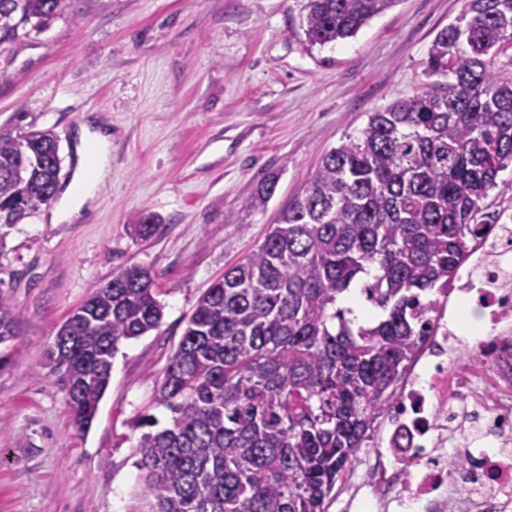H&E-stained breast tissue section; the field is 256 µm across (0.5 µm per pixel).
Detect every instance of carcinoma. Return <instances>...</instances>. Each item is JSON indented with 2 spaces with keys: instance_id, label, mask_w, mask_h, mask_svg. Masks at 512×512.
<instances>
[{
  "instance_id": "1",
  "label": "carcinoma",
  "mask_w": 512,
  "mask_h": 512,
  "mask_svg": "<svg viewBox=\"0 0 512 512\" xmlns=\"http://www.w3.org/2000/svg\"><path fill=\"white\" fill-rule=\"evenodd\" d=\"M397 0H308L304 34L355 36ZM68 0H0V47L17 52ZM512 0H463L435 35L418 92L372 112L331 149L264 241L197 300L158 381L159 425L138 417L135 454L153 512H328L426 336L425 315L489 230L490 195L512 165ZM50 130L0 131V227L49 204L61 159ZM266 177L245 207L265 206ZM156 228L151 213L132 225ZM361 287L382 311L359 320ZM164 306L150 268L112 275L61 324L48 352L74 425L98 412L119 346L156 330ZM19 314L0 289V344Z\"/></svg>"
}]
</instances>
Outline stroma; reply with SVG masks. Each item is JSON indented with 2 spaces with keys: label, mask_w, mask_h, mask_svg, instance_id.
Returning <instances> with one entry per match:
<instances>
[{
  "label": "stroma",
  "mask_w": 512,
  "mask_h": 512,
  "mask_svg": "<svg viewBox=\"0 0 512 512\" xmlns=\"http://www.w3.org/2000/svg\"><path fill=\"white\" fill-rule=\"evenodd\" d=\"M307 0H70L15 53L0 52V130H52L61 171L75 133L112 134V172L79 224L49 207L0 229V289L21 323L0 345V512H150L136 466L144 414L201 294L260 245L325 154L371 112L412 97L428 47L462 0H397L355 37L309 46ZM266 207L245 200L268 175ZM158 218L154 234L131 224ZM152 269L160 327L121 344L88 431L48 367L58 326L120 268Z\"/></svg>",
  "instance_id": "1"
}]
</instances>
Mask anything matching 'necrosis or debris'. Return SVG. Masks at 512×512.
Instances as JSON below:
<instances>
[{
  "mask_svg": "<svg viewBox=\"0 0 512 512\" xmlns=\"http://www.w3.org/2000/svg\"><path fill=\"white\" fill-rule=\"evenodd\" d=\"M499 218L429 312L427 347L384 417L348 512H512V213ZM467 305L478 318L473 363L454 357ZM452 452L463 469L449 470Z\"/></svg>",
  "mask_w": 512,
  "mask_h": 512,
  "instance_id": "obj_1",
  "label": "necrosis or debris"
}]
</instances>
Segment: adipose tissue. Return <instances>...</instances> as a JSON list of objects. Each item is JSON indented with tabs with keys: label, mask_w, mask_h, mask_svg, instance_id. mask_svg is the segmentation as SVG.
Returning <instances> with one entry per match:
<instances>
[{
	"label": "adipose tissue",
	"mask_w": 512,
	"mask_h": 512,
	"mask_svg": "<svg viewBox=\"0 0 512 512\" xmlns=\"http://www.w3.org/2000/svg\"><path fill=\"white\" fill-rule=\"evenodd\" d=\"M81 142L89 146L92 163H80L74 181L64 192L59 206L52 213V223H70L91 210L93 200L107 184L112 167V135L109 132L83 125Z\"/></svg>",
	"instance_id": "adipose-tissue-1"
}]
</instances>
